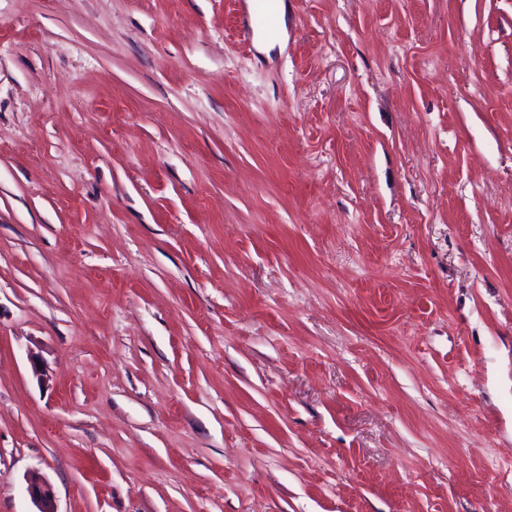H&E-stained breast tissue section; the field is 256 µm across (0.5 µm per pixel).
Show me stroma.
Here are the masks:
<instances>
[{
	"instance_id": "stroma-1",
	"label": "stroma",
	"mask_w": 512,
	"mask_h": 512,
	"mask_svg": "<svg viewBox=\"0 0 512 512\" xmlns=\"http://www.w3.org/2000/svg\"><path fill=\"white\" fill-rule=\"evenodd\" d=\"M0 0V512H512V0ZM252 10L259 16L260 25L268 35H275L278 30V15L275 0H252ZM27 492L33 502L40 507L37 512H56L51 507L54 490L49 482L34 476L29 480Z\"/></svg>"
}]
</instances>
